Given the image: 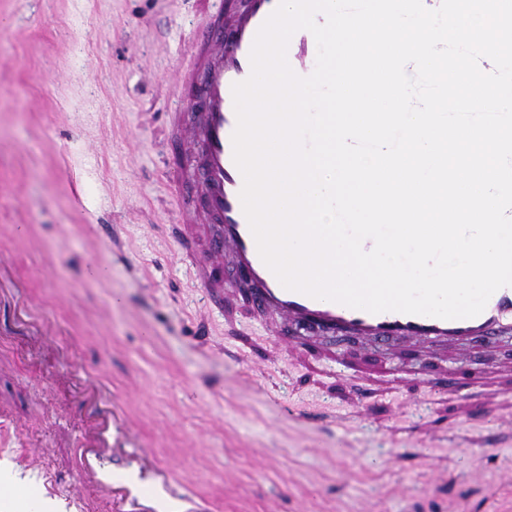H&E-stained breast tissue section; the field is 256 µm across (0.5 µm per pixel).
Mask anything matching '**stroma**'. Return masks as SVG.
Masks as SVG:
<instances>
[{
	"label": "stroma",
	"instance_id": "1",
	"mask_svg": "<svg viewBox=\"0 0 512 512\" xmlns=\"http://www.w3.org/2000/svg\"><path fill=\"white\" fill-rule=\"evenodd\" d=\"M223 6L0 0V259L27 284L0 282V410L22 425L0 457L46 462L12 479L44 471L66 496L94 445L97 398L58 374L69 352L105 366L142 433L113 436L105 470L135 480L149 451L172 467V512H512V333L295 356L268 320L211 305L195 275L209 245L184 237L201 187L175 186L200 159L170 114Z\"/></svg>",
	"mask_w": 512,
	"mask_h": 512
}]
</instances>
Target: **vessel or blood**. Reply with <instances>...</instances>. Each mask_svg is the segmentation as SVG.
I'll return each instance as SVG.
<instances>
[{
	"mask_svg": "<svg viewBox=\"0 0 512 512\" xmlns=\"http://www.w3.org/2000/svg\"><path fill=\"white\" fill-rule=\"evenodd\" d=\"M278 2L249 0L246 14L229 29L223 20H215L194 49L193 68L181 74L182 83L200 81L205 102V110L188 129L187 138L203 147L202 191L208 213L217 223L216 237L220 241L209 253L212 268H223L225 255H232L237 272L246 282L244 295L258 314L278 317L286 325L308 326L312 333L322 336L350 335L374 344L398 340L460 341L491 330L512 329V286L497 290L483 312L471 318L442 319L395 311L371 313L287 289L263 262L240 197L244 178L234 161L232 136L237 115L232 88L249 78L255 36ZM316 55L313 35L306 30L295 32L287 49V59L295 73L310 75V60ZM63 369L77 384L93 385L109 407H116L118 398L104 372H88L70 357Z\"/></svg>",
	"mask_w": 512,
	"mask_h": 512,
	"instance_id": "obj_1",
	"label": "vessel or blood"
}]
</instances>
